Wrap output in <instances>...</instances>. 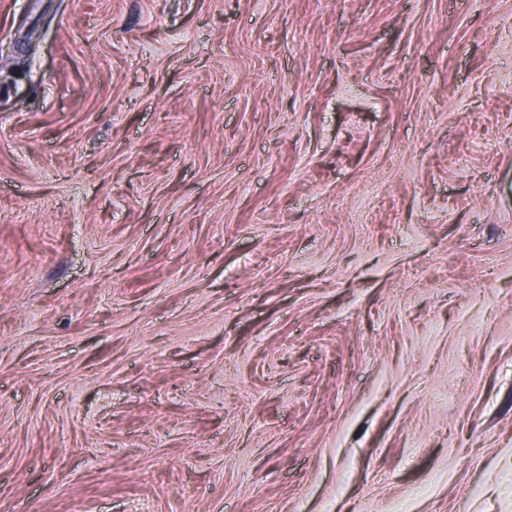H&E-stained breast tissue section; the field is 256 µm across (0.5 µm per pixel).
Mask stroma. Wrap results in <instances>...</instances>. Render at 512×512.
I'll use <instances>...</instances> for the list:
<instances>
[{
  "instance_id": "stroma-1",
  "label": "stroma",
  "mask_w": 512,
  "mask_h": 512,
  "mask_svg": "<svg viewBox=\"0 0 512 512\" xmlns=\"http://www.w3.org/2000/svg\"><path fill=\"white\" fill-rule=\"evenodd\" d=\"M0 512H512V0H0Z\"/></svg>"
}]
</instances>
